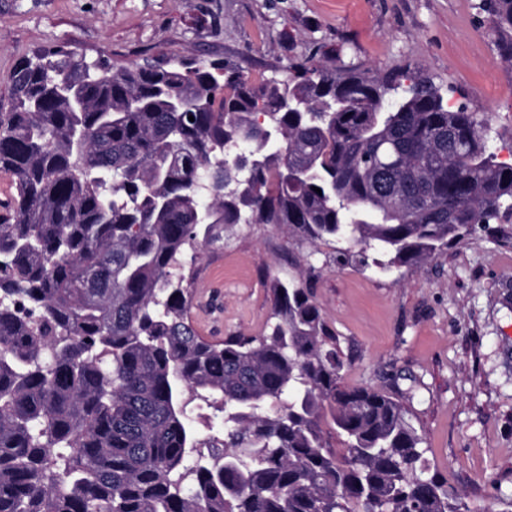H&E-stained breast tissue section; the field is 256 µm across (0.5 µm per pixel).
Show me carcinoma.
<instances>
[{
    "label": "carcinoma",
    "instance_id": "carcinoma-1",
    "mask_svg": "<svg viewBox=\"0 0 512 512\" xmlns=\"http://www.w3.org/2000/svg\"><path fill=\"white\" fill-rule=\"evenodd\" d=\"M478 8L512 31V0ZM288 71L115 68L61 44L14 66L0 512H472L429 472L411 391L344 384L301 279L273 282L260 336L208 341L189 321L186 267L226 225L278 224L389 270L512 219V163L430 81L328 55Z\"/></svg>",
    "mask_w": 512,
    "mask_h": 512
}]
</instances>
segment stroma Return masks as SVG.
Here are the masks:
<instances>
[{
  "label": "stroma",
  "instance_id": "stroma-1",
  "mask_svg": "<svg viewBox=\"0 0 512 512\" xmlns=\"http://www.w3.org/2000/svg\"><path fill=\"white\" fill-rule=\"evenodd\" d=\"M479 0H0V103L9 74L65 43L114 67L228 60L251 80L329 54L405 70L488 121L512 162V63ZM192 321L201 336H258L275 279L312 288L348 363L344 382L412 389L432 473L472 512H512V222L487 224L389 273L275 224H236L202 247Z\"/></svg>",
  "mask_w": 512,
  "mask_h": 512
}]
</instances>
